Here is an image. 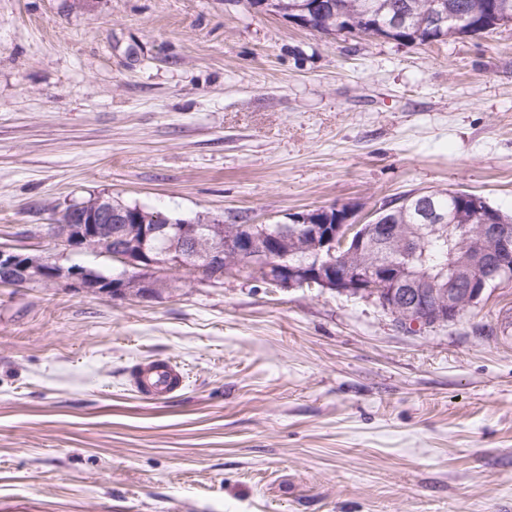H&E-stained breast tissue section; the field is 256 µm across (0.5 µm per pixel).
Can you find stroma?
<instances>
[{"label": "stroma", "instance_id": "1", "mask_svg": "<svg viewBox=\"0 0 512 512\" xmlns=\"http://www.w3.org/2000/svg\"><path fill=\"white\" fill-rule=\"evenodd\" d=\"M432 189L512 216V28L323 36L236 0H0V243L69 204L246 223ZM187 383L133 393L144 360ZM512 512V288L399 329L247 274L0 287V512Z\"/></svg>", "mask_w": 512, "mask_h": 512}]
</instances>
